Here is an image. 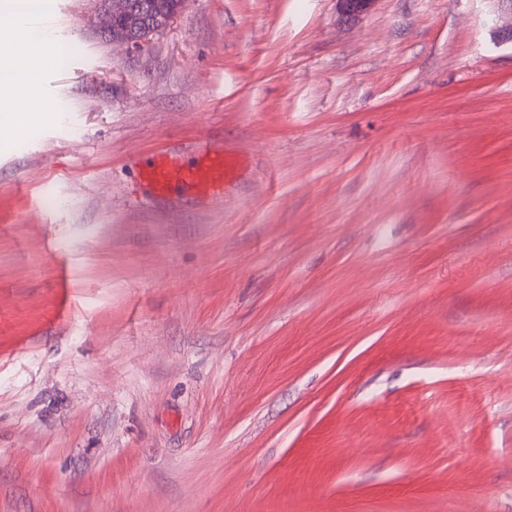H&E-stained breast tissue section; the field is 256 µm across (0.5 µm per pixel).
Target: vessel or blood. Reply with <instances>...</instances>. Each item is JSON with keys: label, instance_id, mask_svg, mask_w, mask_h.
Wrapping results in <instances>:
<instances>
[{"label": "vessel or blood", "instance_id": "obj_1", "mask_svg": "<svg viewBox=\"0 0 512 512\" xmlns=\"http://www.w3.org/2000/svg\"><path fill=\"white\" fill-rule=\"evenodd\" d=\"M229 162L223 151L206 150L199 161L192 165H180L164 160L151 168L146 179L154 190H165L171 182L192 189L206 196L214 195L224 185L228 175Z\"/></svg>", "mask_w": 512, "mask_h": 512}]
</instances>
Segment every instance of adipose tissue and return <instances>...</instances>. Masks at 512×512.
Segmentation results:
<instances>
[{
	"instance_id": "obj_1",
	"label": "adipose tissue",
	"mask_w": 512,
	"mask_h": 512,
	"mask_svg": "<svg viewBox=\"0 0 512 512\" xmlns=\"http://www.w3.org/2000/svg\"><path fill=\"white\" fill-rule=\"evenodd\" d=\"M10 64H0V134L22 132L23 123L17 119L19 107H26L39 124H54L63 119L61 107L39 97L33 83H18L10 79Z\"/></svg>"
}]
</instances>
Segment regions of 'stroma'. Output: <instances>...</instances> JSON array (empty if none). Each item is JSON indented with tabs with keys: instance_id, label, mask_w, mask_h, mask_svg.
<instances>
[{
	"instance_id": "35a3bbf8",
	"label": "stroma",
	"mask_w": 512,
	"mask_h": 512,
	"mask_svg": "<svg viewBox=\"0 0 512 512\" xmlns=\"http://www.w3.org/2000/svg\"><path fill=\"white\" fill-rule=\"evenodd\" d=\"M0 140V512H512L500 0H51ZM222 198L144 180L204 147ZM58 206H49V199ZM100 29L104 34L112 31V37L116 35H124L125 30L121 23L112 30L113 24L122 22L129 26H136L138 23L137 16L132 8L130 0H105L99 3ZM159 30H142L125 36L116 43L121 44L130 52H142L148 46L151 37ZM67 51L63 43L50 34H44L36 54L31 79L27 83L11 80L8 73L12 70L9 63H0V134L2 136L20 133L24 124L16 118L14 112H31L40 125L60 123L64 110L58 105L39 97L34 91L33 78L45 71L56 70L65 66ZM3 89V90H2ZM8 90V96L4 91ZM24 102L26 108L20 110L18 104Z\"/></svg>"
}]
</instances>
